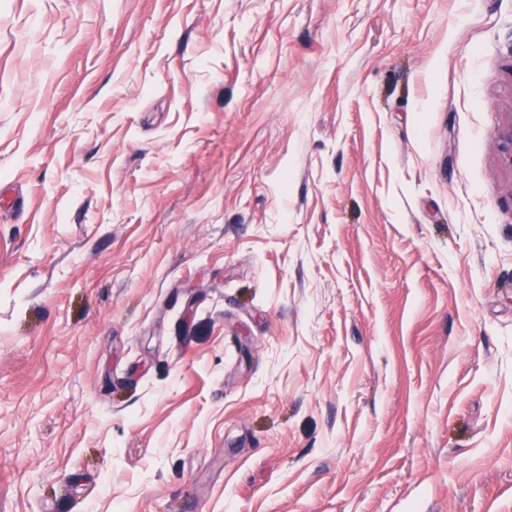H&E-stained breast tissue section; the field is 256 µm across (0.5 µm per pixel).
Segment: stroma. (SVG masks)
Here are the masks:
<instances>
[{
    "instance_id": "obj_1",
    "label": "stroma",
    "mask_w": 512,
    "mask_h": 512,
    "mask_svg": "<svg viewBox=\"0 0 512 512\" xmlns=\"http://www.w3.org/2000/svg\"><path fill=\"white\" fill-rule=\"evenodd\" d=\"M512 0H0V512H512Z\"/></svg>"
}]
</instances>
